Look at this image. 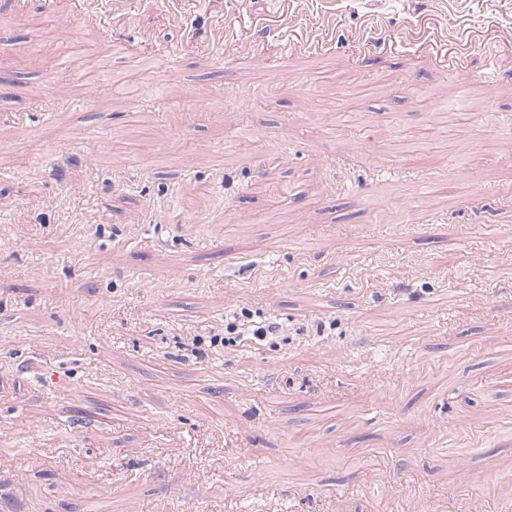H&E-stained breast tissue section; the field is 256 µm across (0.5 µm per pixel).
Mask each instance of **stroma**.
Instances as JSON below:
<instances>
[{
  "label": "stroma",
  "mask_w": 512,
  "mask_h": 512,
  "mask_svg": "<svg viewBox=\"0 0 512 512\" xmlns=\"http://www.w3.org/2000/svg\"><path fill=\"white\" fill-rule=\"evenodd\" d=\"M1 185L9 512H512V0H0Z\"/></svg>",
  "instance_id": "35a3bbf8"
}]
</instances>
